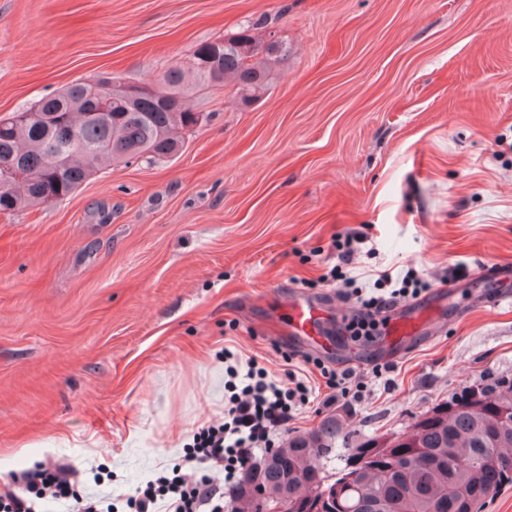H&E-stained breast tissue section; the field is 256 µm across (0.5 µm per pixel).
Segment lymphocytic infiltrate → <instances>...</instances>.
<instances>
[{"label": "lymphocytic infiltrate", "mask_w": 512, "mask_h": 512, "mask_svg": "<svg viewBox=\"0 0 512 512\" xmlns=\"http://www.w3.org/2000/svg\"><path fill=\"white\" fill-rule=\"evenodd\" d=\"M366 241L359 231L337 235L333 242L336 262L323 276L324 281L348 289L351 315L345 318L343 331L355 341L381 335L391 312L429 287L428 279L412 269L398 280L390 270H377L372 286L353 287L347 270L357 264ZM224 358L227 374L237 384L224 407L223 420L206 422L181 461L149 480L145 489L131 498L134 512H224L223 492L211 477L199 475V467L222 471L225 484H236L256 451L274 447L278 434L309 403L311 389L304 370H289L282 382L272 379L257 358L242 361L229 350ZM29 486L39 487L42 497L74 501L77 512H101L102 497L81 493L71 471L60 466L38 467L25 488L1 489L0 512H35V503L25 492Z\"/></svg>", "instance_id": "obj_1"}]
</instances>
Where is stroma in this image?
I'll use <instances>...</instances> for the list:
<instances>
[{"label":"stroma","mask_w":512,"mask_h":512,"mask_svg":"<svg viewBox=\"0 0 512 512\" xmlns=\"http://www.w3.org/2000/svg\"><path fill=\"white\" fill-rule=\"evenodd\" d=\"M253 22L285 42L268 91L200 92L175 157L119 162L65 200L0 216V487L38 465L104 481L112 512L223 416V353L328 368L393 362L359 402L318 394L281 432L334 414L365 435L483 377L512 375V0H0V114L78 80L153 84ZM353 271L448 277L435 327L392 346L338 334L321 282L334 235ZM494 278L479 277L484 266ZM301 295L324 354L280 337ZM180 432L172 444V432ZM367 242V236L360 231H350L336 235L333 247L336 250V264L321 277L323 282L341 283L347 287L353 283L354 277H347L346 269L354 268L358 259L362 256L363 247Z\"/></svg>","instance_id":"35a3bbf8"}]
</instances>
